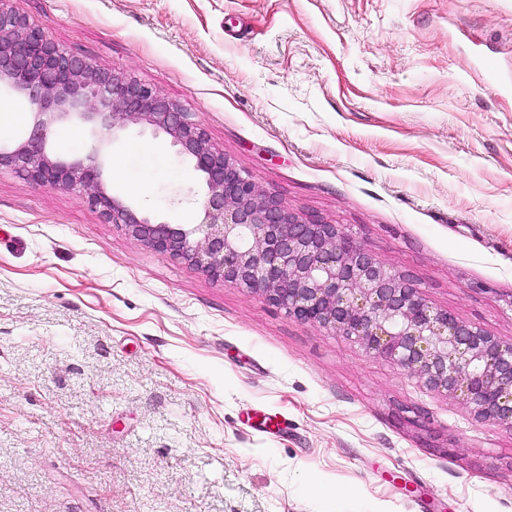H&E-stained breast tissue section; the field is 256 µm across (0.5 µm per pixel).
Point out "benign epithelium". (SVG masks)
<instances>
[{
	"label": "benign epithelium",
	"mask_w": 512,
	"mask_h": 512,
	"mask_svg": "<svg viewBox=\"0 0 512 512\" xmlns=\"http://www.w3.org/2000/svg\"><path fill=\"white\" fill-rule=\"evenodd\" d=\"M33 107L29 136L0 143V169L87 196L108 224L216 281L263 295L298 320L328 328L466 401L480 420L512 427V343L429 305L336 224L290 209L209 143L202 126L152 87L68 53L22 14L0 7V89ZM80 122L93 154L48 149L52 127ZM132 125L167 135L202 177L197 224H167L106 188L100 157Z\"/></svg>",
	"instance_id": "benign-epithelium-1"
}]
</instances>
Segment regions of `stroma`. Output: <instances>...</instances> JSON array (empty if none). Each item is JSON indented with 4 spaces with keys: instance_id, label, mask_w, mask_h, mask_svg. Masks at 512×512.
<instances>
[{
    "instance_id": "35a3bbf8",
    "label": "stroma",
    "mask_w": 512,
    "mask_h": 512,
    "mask_svg": "<svg viewBox=\"0 0 512 512\" xmlns=\"http://www.w3.org/2000/svg\"><path fill=\"white\" fill-rule=\"evenodd\" d=\"M8 6L512 342V0ZM110 154V192L199 222L168 138ZM0 512H512V428L2 169Z\"/></svg>"
}]
</instances>
